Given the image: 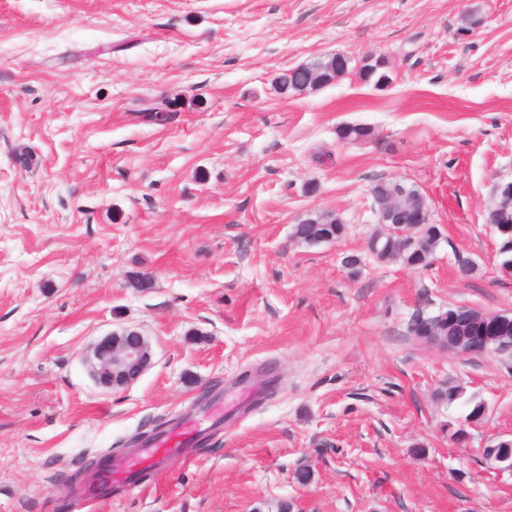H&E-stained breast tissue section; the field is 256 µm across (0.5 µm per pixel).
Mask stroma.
I'll use <instances>...</instances> for the list:
<instances>
[{
    "mask_svg": "<svg viewBox=\"0 0 512 512\" xmlns=\"http://www.w3.org/2000/svg\"><path fill=\"white\" fill-rule=\"evenodd\" d=\"M370 52L386 90L358 75ZM336 53L338 81L278 92ZM379 179L424 196L430 266L369 253ZM509 181L512 0H0V512H512L482 456L512 436V359L410 331L512 312L486 222ZM310 212L344 235L297 242ZM127 330L153 363L103 388L94 349ZM205 392L232 407L209 447L85 507L90 461ZM331 63H330V69H333L334 71V79L331 80L328 84L323 85H317V86H327L332 84L333 82L340 79L344 74L347 73L349 69V63L350 59L343 55L338 54L330 57ZM312 62L301 65L298 67H295L291 70H288L287 73L280 76L277 80L280 91L282 92H288V95H295V94H302L303 92H306L309 89H314L316 84H313L310 82V70L307 65L311 64ZM306 66V67H305Z\"/></svg>",
    "mask_w": 512,
    "mask_h": 512,
    "instance_id": "35a3bbf8",
    "label": "stroma"
}]
</instances>
